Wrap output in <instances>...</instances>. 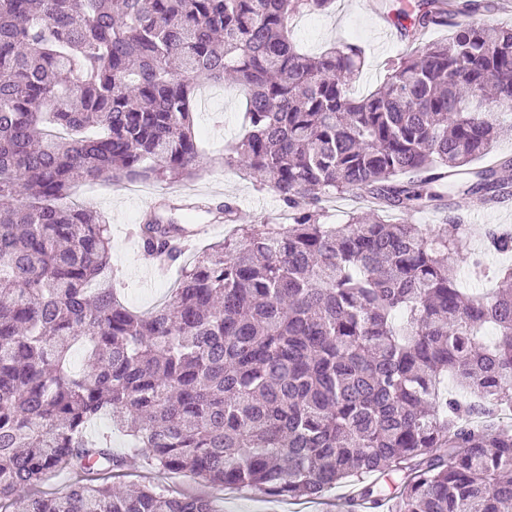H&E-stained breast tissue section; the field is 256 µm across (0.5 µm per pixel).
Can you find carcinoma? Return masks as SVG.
<instances>
[{
    "instance_id": "cac0c4a2",
    "label": "carcinoma",
    "mask_w": 512,
    "mask_h": 512,
    "mask_svg": "<svg viewBox=\"0 0 512 512\" xmlns=\"http://www.w3.org/2000/svg\"><path fill=\"white\" fill-rule=\"evenodd\" d=\"M334 2L0 0V512L60 471L80 480L25 512H218L107 482L141 457L269 498L348 483L370 509L512 512V431L490 420L512 407V268L469 293L461 232L376 208L321 222L337 194L407 214L446 195L512 197V159L473 166L512 131L491 107L512 109V28L454 23L356 97L359 47L312 55L294 40L296 17ZM448 6L418 0L412 36ZM228 77L248 131L225 163L292 223L198 248L151 214L144 253L189 259L170 302L138 314L112 288L106 217L71 191L200 176L196 89ZM485 238L512 252L511 233ZM102 419L125 453L94 432ZM374 475L394 477L388 491L374 494Z\"/></svg>"
}]
</instances>
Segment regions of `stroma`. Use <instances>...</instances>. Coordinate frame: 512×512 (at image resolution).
Listing matches in <instances>:
<instances>
[{"label": "stroma", "mask_w": 512, "mask_h": 512, "mask_svg": "<svg viewBox=\"0 0 512 512\" xmlns=\"http://www.w3.org/2000/svg\"><path fill=\"white\" fill-rule=\"evenodd\" d=\"M411 0H335L333 8L320 15H303L295 22L303 50L319 52L333 45H358L364 57L360 76L353 83L355 95L375 90L389 74L391 60L401 57L410 46L399 32H392L388 42H380L382 15H396ZM245 99L233 85H207L196 95L195 130L204 150L202 175L169 186L147 182L133 190L126 184L97 182L78 185L74 200L93 205L104 213L112 236V279L127 305L137 312H147L168 299L175 284V273L146 277L140 264V247L132 232L143 209L153 196L176 189L206 195L211 204L232 202L240 209L243 224H285L289 216L271 192L258 188L253 181L241 178L224 163V147L237 141L245 132ZM389 220L408 219L435 229L465 225L473 257L482 263L480 274H472L466 263H458L457 272L464 288H477L491 280L501 267L512 265V254L487 252L483 237L486 228L497 226L512 231V199L491 209H479L467 203L444 204L420 212L401 215L392 211ZM115 486L132 484L162 488L183 494H205L215 502L219 512H363L350 496V488L341 484L318 499H267L245 487L204 484L183 473H168L143 462L136 463L113 477Z\"/></svg>", "instance_id": "35a3bbf8"}]
</instances>
